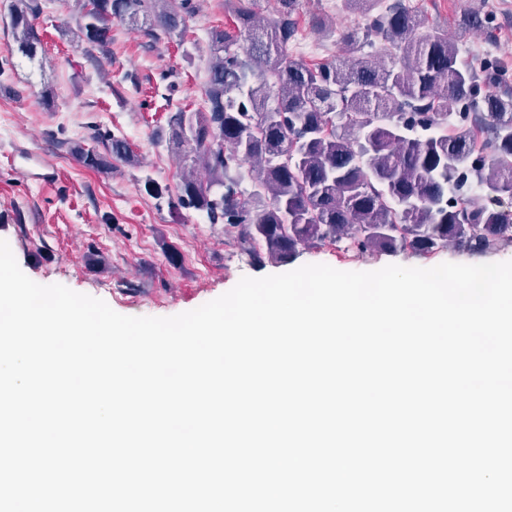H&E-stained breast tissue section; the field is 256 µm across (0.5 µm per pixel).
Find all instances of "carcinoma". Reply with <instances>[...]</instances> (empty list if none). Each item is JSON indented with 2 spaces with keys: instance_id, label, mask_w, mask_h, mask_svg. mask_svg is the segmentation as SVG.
Here are the masks:
<instances>
[{
  "instance_id": "carcinoma-1",
  "label": "carcinoma",
  "mask_w": 512,
  "mask_h": 512,
  "mask_svg": "<svg viewBox=\"0 0 512 512\" xmlns=\"http://www.w3.org/2000/svg\"><path fill=\"white\" fill-rule=\"evenodd\" d=\"M44 8L9 0L8 54L35 59ZM194 14L193 0H83L75 35L110 63L112 21H140L159 41L183 37ZM232 18V29L208 33L202 108L166 118L168 147L186 166L171 209L239 229L257 261L344 241L357 256L512 248V93L496 92L505 72L461 65L448 32L400 3L343 35L374 53L314 68L288 55L297 0H275L264 24L252 0H235ZM95 138L104 151L70 148L82 167L109 174L114 160L136 161L125 139Z\"/></svg>"
}]
</instances>
